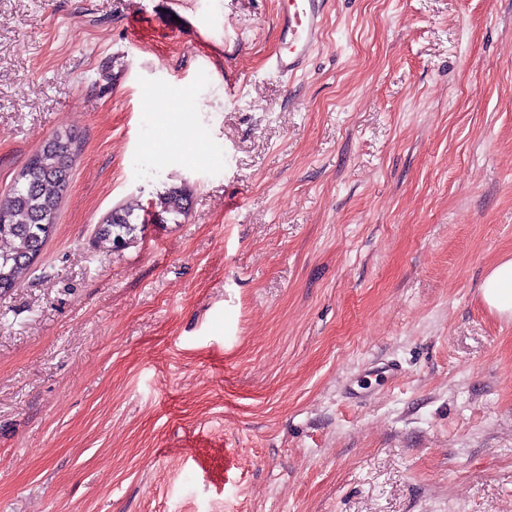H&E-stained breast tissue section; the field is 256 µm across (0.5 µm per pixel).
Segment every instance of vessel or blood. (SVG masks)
Returning a JSON list of instances; mask_svg holds the SVG:
<instances>
[{"label": "vessel or blood", "mask_w": 512, "mask_h": 512, "mask_svg": "<svg viewBox=\"0 0 512 512\" xmlns=\"http://www.w3.org/2000/svg\"><path fill=\"white\" fill-rule=\"evenodd\" d=\"M330 0H281L276 29L281 44L270 66L291 76L302 70L319 46Z\"/></svg>", "instance_id": "1"}]
</instances>
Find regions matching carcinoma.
<instances>
[{
	"label": "carcinoma",
	"mask_w": 512,
	"mask_h": 512,
	"mask_svg": "<svg viewBox=\"0 0 512 512\" xmlns=\"http://www.w3.org/2000/svg\"><path fill=\"white\" fill-rule=\"evenodd\" d=\"M74 138L55 133L21 170L13 191L0 199V290L14 288L53 233L57 204L70 187ZM156 207L178 224L188 211L189 194L173 186L157 195ZM144 228V220L129 207L115 208L99 225L97 242L106 251L127 244Z\"/></svg>",
	"instance_id": "cac0c4a2"
}]
</instances>
